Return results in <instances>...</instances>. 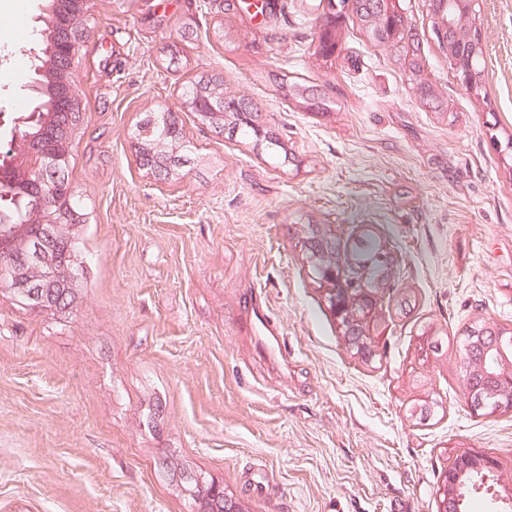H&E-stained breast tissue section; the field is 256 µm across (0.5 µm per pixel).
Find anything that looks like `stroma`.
Here are the masks:
<instances>
[{"mask_svg":"<svg viewBox=\"0 0 512 512\" xmlns=\"http://www.w3.org/2000/svg\"><path fill=\"white\" fill-rule=\"evenodd\" d=\"M319 0H89L72 61L86 109L69 180L82 206L83 284L63 313L0 289V512H194L165 462L223 487L243 512H437L457 454L496 463L465 512H504L512 413H473L462 329L512 328V0H475L484 81L472 91L431 32L428 0H399L419 45L343 21L317 60ZM43 0H0V152L33 100ZM304 78L326 108L284 98ZM216 76L278 150L229 138L185 103ZM169 112L170 171L134 130ZM371 229L401 270L373 306L372 357L348 346L310 270V232ZM441 353H423L432 337ZM429 405L426 420L415 418Z\"/></svg>","mask_w":512,"mask_h":512,"instance_id":"35a3bbf8","label":"stroma"}]
</instances>
